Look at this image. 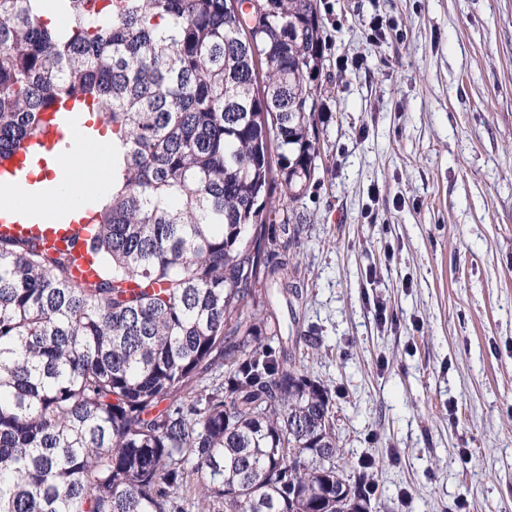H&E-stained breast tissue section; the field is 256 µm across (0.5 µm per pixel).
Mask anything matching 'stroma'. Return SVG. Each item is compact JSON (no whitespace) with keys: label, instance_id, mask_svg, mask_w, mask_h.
<instances>
[{"label":"stroma","instance_id":"35a3bbf8","mask_svg":"<svg viewBox=\"0 0 512 512\" xmlns=\"http://www.w3.org/2000/svg\"><path fill=\"white\" fill-rule=\"evenodd\" d=\"M317 5L287 347L381 512H512V0Z\"/></svg>","mask_w":512,"mask_h":512}]
</instances>
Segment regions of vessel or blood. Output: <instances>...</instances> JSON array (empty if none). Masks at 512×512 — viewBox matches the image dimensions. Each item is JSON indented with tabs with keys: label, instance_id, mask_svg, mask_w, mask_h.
Wrapping results in <instances>:
<instances>
[{
	"label": "vessel or blood",
	"instance_id": "vessel-or-blood-1",
	"mask_svg": "<svg viewBox=\"0 0 512 512\" xmlns=\"http://www.w3.org/2000/svg\"><path fill=\"white\" fill-rule=\"evenodd\" d=\"M82 101L77 97L57 100L43 115L44 131L37 139L30 141L28 150L10 158H0V184L17 180L30 165L41 162L45 153L63 152L74 137L69 118L81 111ZM0 236H36L48 247L70 249L75 259L73 272L82 278H93L90 257L86 252L87 232L84 224L58 217L48 221L39 213L11 206L0 207Z\"/></svg>",
	"mask_w": 512,
	"mask_h": 512
}]
</instances>
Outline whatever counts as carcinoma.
Instances as JSON below:
<instances>
[{
  "label": "carcinoma",
  "instance_id": "cac0c4a2",
  "mask_svg": "<svg viewBox=\"0 0 512 512\" xmlns=\"http://www.w3.org/2000/svg\"><path fill=\"white\" fill-rule=\"evenodd\" d=\"M245 3L0 0V157L71 95L112 132L95 280L0 237V512H380L339 466L330 387L270 345L269 291L300 286L270 228L317 169L323 24L264 0L251 27Z\"/></svg>",
  "mask_w": 512,
  "mask_h": 512
}]
</instances>
